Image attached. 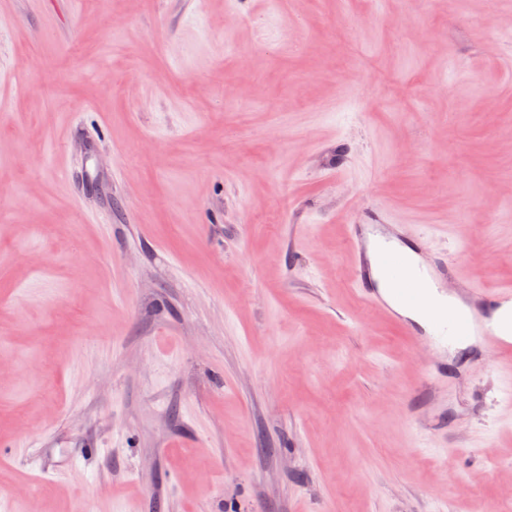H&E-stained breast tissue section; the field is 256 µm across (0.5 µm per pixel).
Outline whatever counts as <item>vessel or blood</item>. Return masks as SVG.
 <instances>
[{
	"label": "vessel or blood",
	"instance_id": "b4317fda",
	"mask_svg": "<svg viewBox=\"0 0 512 512\" xmlns=\"http://www.w3.org/2000/svg\"><path fill=\"white\" fill-rule=\"evenodd\" d=\"M349 239L356 258L355 288L366 308L395 315L403 331L432 341L445 324L455 336L488 348L496 364H512V286L470 290L467 309L434 300L432 288L462 279L457 260L434 254L425 241L407 245L389 224H355ZM420 311L424 322L412 319Z\"/></svg>",
	"mask_w": 512,
	"mask_h": 512
}]
</instances>
